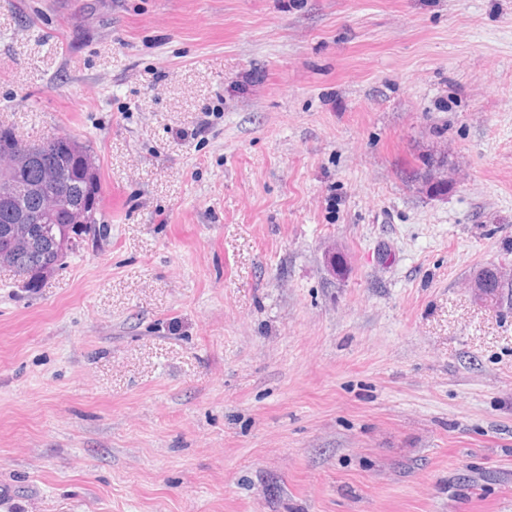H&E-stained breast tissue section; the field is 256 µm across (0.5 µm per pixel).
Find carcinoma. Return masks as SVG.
I'll list each match as a JSON object with an SVG mask.
<instances>
[{
  "mask_svg": "<svg viewBox=\"0 0 512 512\" xmlns=\"http://www.w3.org/2000/svg\"><path fill=\"white\" fill-rule=\"evenodd\" d=\"M0 140L10 142L0 148V172H21L38 181L50 179L46 191L21 203L0 202V255L14 253V272L37 264L43 267L41 277L55 273L63 266L59 251H74L85 238L96 233L98 221L95 197L100 189L99 169L89 144L71 136H48L27 143L11 130L0 129ZM78 207H86L92 219L85 224L69 222V215ZM29 224L48 227L46 245L17 239V217ZM473 291L477 299L494 307L512 308V283L500 268H480L474 276Z\"/></svg>",
  "mask_w": 512,
  "mask_h": 512,
  "instance_id": "cac0c4a2",
  "label": "carcinoma"
}]
</instances>
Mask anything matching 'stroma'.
<instances>
[{
    "label": "stroma",
    "instance_id": "stroma-1",
    "mask_svg": "<svg viewBox=\"0 0 512 512\" xmlns=\"http://www.w3.org/2000/svg\"><path fill=\"white\" fill-rule=\"evenodd\" d=\"M0 126L105 227L0 266V512H512V0H0ZM473 291L477 299L489 302L494 307L512 308V283L501 268L494 265L480 268L474 276Z\"/></svg>",
    "mask_w": 512,
    "mask_h": 512
}]
</instances>
